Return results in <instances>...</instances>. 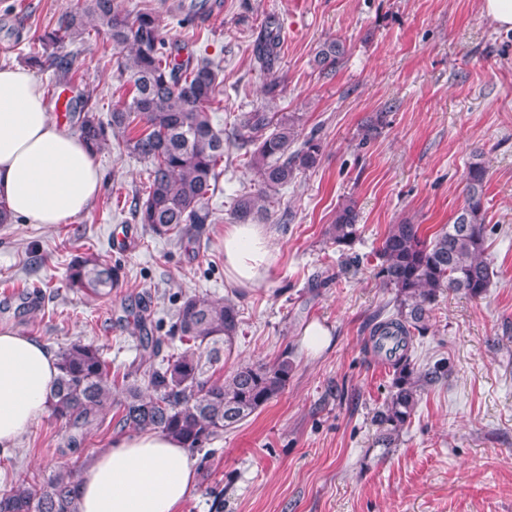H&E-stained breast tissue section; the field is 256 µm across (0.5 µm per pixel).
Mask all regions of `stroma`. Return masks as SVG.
<instances>
[{"label":"stroma","instance_id":"35a3bbf8","mask_svg":"<svg viewBox=\"0 0 512 512\" xmlns=\"http://www.w3.org/2000/svg\"><path fill=\"white\" fill-rule=\"evenodd\" d=\"M77 0H0V68L20 66L43 32ZM179 0H122L154 11L168 38L219 67L214 121L266 102L265 74L252 47L266 16L282 27L273 74L275 112H294L303 134L322 143L319 165L282 190L262 224L277 258L266 281L238 287L224 275V227L237 197L256 191L254 171L226 156L211 200L213 221L179 239L155 236L130 214L147 181L145 162L114 146L97 154L103 186L88 212L66 224L0 225V328L51 351L74 342L100 349L114 379L147 367L141 326L167 338L171 315L189 296L224 298L240 327L224 373L288 355L284 392L236 428L192 452L208 477L182 512H512V32L481 0H224L204 23H184ZM328 38L347 54L320 74L314 56ZM74 57L68 88L91 94L102 121L130 97L118 52L96 27L65 41ZM385 113L381 134L360 145L359 127ZM484 162L486 258L493 282L480 298L441 293L414 340L418 365L448 363V378L425 392L392 447L379 442L376 414L392 375L368 341L374 315L394 311L377 273L391 225L434 234L464 202L470 163ZM354 199L359 237L332 243L325 230ZM129 246H112L114 233ZM120 265L124 286L97 298L65 285L73 254ZM328 328L330 343L309 351L303 331ZM71 431L44 413L0 448V491L81 471L120 436L105 409L69 446Z\"/></svg>","mask_w":512,"mask_h":512}]
</instances>
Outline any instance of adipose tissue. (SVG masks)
<instances>
[{
  "label": "adipose tissue",
  "mask_w": 512,
  "mask_h": 512,
  "mask_svg": "<svg viewBox=\"0 0 512 512\" xmlns=\"http://www.w3.org/2000/svg\"><path fill=\"white\" fill-rule=\"evenodd\" d=\"M95 153L51 118L27 69L0 70V201L12 219L64 224L100 194ZM275 248L259 224L224 229V270L240 286L264 282ZM58 374L42 343L0 329V446L10 447L43 415ZM188 451L157 431L115 438L83 468L79 512H181L195 482Z\"/></svg>",
  "instance_id": "adipose-tissue-1"
}]
</instances>
